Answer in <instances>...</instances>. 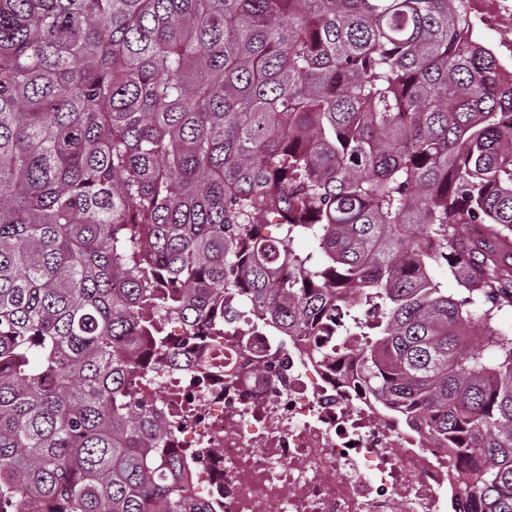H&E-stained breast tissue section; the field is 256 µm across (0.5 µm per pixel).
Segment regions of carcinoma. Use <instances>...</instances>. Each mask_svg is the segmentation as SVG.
I'll return each instance as SVG.
<instances>
[{"label":"carcinoma","mask_w":512,"mask_h":512,"mask_svg":"<svg viewBox=\"0 0 512 512\" xmlns=\"http://www.w3.org/2000/svg\"><path fill=\"white\" fill-rule=\"evenodd\" d=\"M468 27L459 0H0V512H208L141 387L167 327L206 345L238 309L345 337L449 466L481 442L474 512H512V84Z\"/></svg>","instance_id":"cac0c4a2"}]
</instances>
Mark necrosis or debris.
I'll return each instance as SVG.
<instances>
[{
  "label": "necrosis or debris",
  "mask_w": 512,
  "mask_h": 512,
  "mask_svg": "<svg viewBox=\"0 0 512 512\" xmlns=\"http://www.w3.org/2000/svg\"><path fill=\"white\" fill-rule=\"evenodd\" d=\"M467 6L473 35L512 29V0ZM319 344L332 356L306 361ZM279 347L256 323L244 340L213 341L205 366L167 368L146 388L162 396L170 447L200 460L188 495L212 512H468L475 491L451 482L447 449L372 404L336 337H299L284 375L242 377Z\"/></svg>",
  "instance_id": "1"
}]
</instances>
